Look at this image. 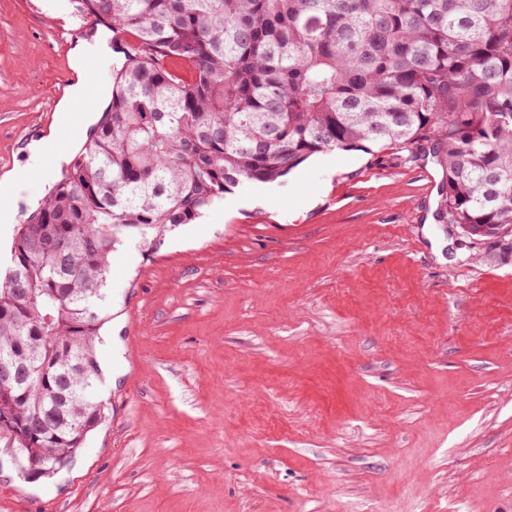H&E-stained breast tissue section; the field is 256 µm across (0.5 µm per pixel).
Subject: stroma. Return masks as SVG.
Returning a JSON list of instances; mask_svg holds the SVG:
<instances>
[{"instance_id": "obj_1", "label": "stroma", "mask_w": 512, "mask_h": 512, "mask_svg": "<svg viewBox=\"0 0 512 512\" xmlns=\"http://www.w3.org/2000/svg\"><path fill=\"white\" fill-rule=\"evenodd\" d=\"M0 0V169L55 121L78 0ZM434 159L311 157L112 254L106 419L0 512H512V265L439 223Z\"/></svg>"}]
</instances>
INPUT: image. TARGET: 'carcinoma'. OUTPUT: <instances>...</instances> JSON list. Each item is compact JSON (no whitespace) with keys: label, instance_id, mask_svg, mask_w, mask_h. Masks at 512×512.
I'll list each match as a JSON object with an SVG mask.
<instances>
[{"label":"carcinoma","instance_id":"cac0c4a2","mask_svg":"<svg viewBox=\"0 0 512 512\" xmlns=\"http://www.w3.org/2000/svg\"><path fill=\"white\" fill-rule=\"evenodd\" d=\"M112 23L111 102L0 283V450L57 473L105 419L112 253L156 252L239 184L332 151L442 167L446 223L512 225V0H84Z\"/></svg>","mask_w":512,"mask_h":512}]
</instances>
